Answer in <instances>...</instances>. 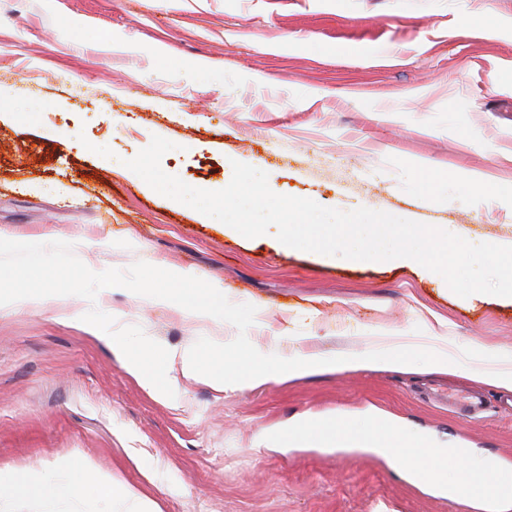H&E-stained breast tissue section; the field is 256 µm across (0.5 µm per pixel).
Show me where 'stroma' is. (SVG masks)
<instances>
[{"label": "stroma", "mask_w": 512, "mask_h": 512, "mask_svg": "<svg viewBox=\"0 0 512 512\" xmlns=\"http://www.w3.org/2000/svg\"><path fill=\"white\" fill-rule=\"evenodd\" d=\"M40 97L33 119L21 105ZM161 136V166L223 189L232 164L279 194L364 206L471 242L512 246V0H0V233L61 240L91 270L164 263L256 308L247 337L267 361L299 338L336 371L227 392L177 375L157 398L91 308L138 325L206 367L230 323L197 322L126 289L0 309V470L60 475L87 460L160 512H478L373 451L378 412L407 440L512 465V414L483 371L512 359V298L454 294L413 260L328 257L248 239L153 190L125 165ZM448 374L429 371L440 354ZM415 372L398 370L403 361ZM441 382L484 388L485 419L423 401ZM312 418L360 439L299 431ZM0 512H111L93 487Z\"/></svg>", "instance_id": "1"}]
</instances>
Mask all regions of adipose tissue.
<instances>
[{"instance_id": "obj_1", "label": "adipose tissue", "mask_w": 512, "mask_h": 512, "mask_svg": "<svg viewBox=\"0 0 512 512\" xmlns=\"http://www.w3.org/2000/svg\"><path fill=\"white\" fill-rule=\"evenodd\" d=\"M112 348L121 356L126 370L149 392L159 397L167 394L173 381L172 373L176 370L185 375L203 374L208 385L224 392L265 382L273 375L281 380H290L317 372L373 368L383 363L381 357L372 353H353L330 361L299 345L288 361L273 368L259 361L248 373L239 376L235 373L237 355L229 347L224 350L223 368L210 370L203 368L200 358L189 347L178 350L154 347L146 351L132 347L125 337L116 336L112 339ZM448 457V452L443 450L431 455L421 473L422 478L454 497L471 493L473 470L470 461L458 457L457 466L452 469L448 466ZM87 484L93 486L101 498L119 503L122 512H156L155 504L134 488L121 483L111 473L85 462L70 463L69 478L63 483L33 470L13 471L0 476V492L15 496H65Z\"/></svg>"}]
</instances>
